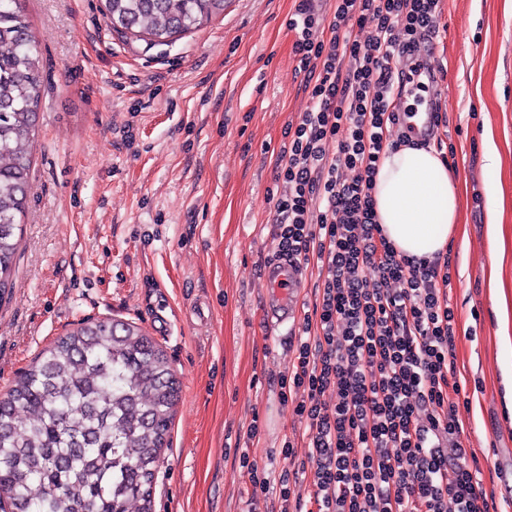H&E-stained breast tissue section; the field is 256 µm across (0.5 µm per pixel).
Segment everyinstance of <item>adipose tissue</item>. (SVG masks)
<instances>
[{
    "instance_id": "adipose-tissue-1",
    "label": "adipose tissue",
    "mask_w": 512,
    "mask_h": 512,
    "mask_svg": "<svg viewBox=\"0 0 512 512\" xmlns=\"http://www.w3.org/2000/svg\"><path fill=\"white\" fill-rule=\"evenodd\" d=\"M372 195L377 222L401 254L427 260L445 254L462 184L435 149L411 141L387 148Z\"/></svg>"
}]
</instances>
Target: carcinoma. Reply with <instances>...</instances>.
<instances>
[{
	"label": "carcinoma",
	"mask_w": 512,
	"mask_h": 512,
	"mask_svg": "<svg viewBox=\"0 0 512 512\" xmlns=\"http://www.w3.org/2000/svg\"><path fill=\"white\" fill-rule=\"evenodd\" d=\"M14 0H0V301L13 287L42 99L40 52ZM112 29L166 44L224 0H104ZM179 385L131 323L84 319L0 396V504L7 512H152Z\"/></svg>",
	"instance_id": "cac0c4a2"
}]
</instances>
